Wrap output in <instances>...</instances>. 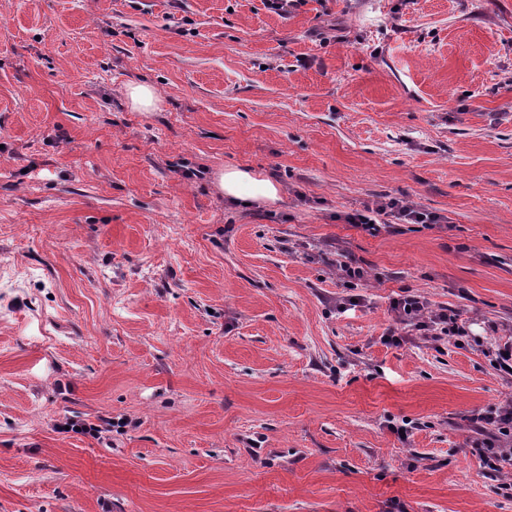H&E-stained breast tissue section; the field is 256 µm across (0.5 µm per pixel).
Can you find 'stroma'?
I'll list each match as a JSON object with an SVG mask.
<instances>
[{"instance_id": "stroma-1", "label": "stroma", "mask_w": 512, "mask_h": 512, "mask_svg": "<svg viewBox=\"0 0 512 512\" xmlns=\"http://www.w3.org/2000/svg\"><path fill=\"white\" fill-rule=\"evenodd\" d=\"M389 200L442 222L347 223ZM406 291L464 345H384ZM496 340L512 0H0V512H512ZM126 98L130 107L140 112L155 111L161 103L158 92L153 87L144 84L127 86ZM218 186L231 203L248 207L278 199L279 186L269 178L241 167H228L219 174ZM476 427L472 448L479 454L490 471L504 474L503 464L512 468V408H504L496 414H473Z\"/></svg>"}]
</instances>
